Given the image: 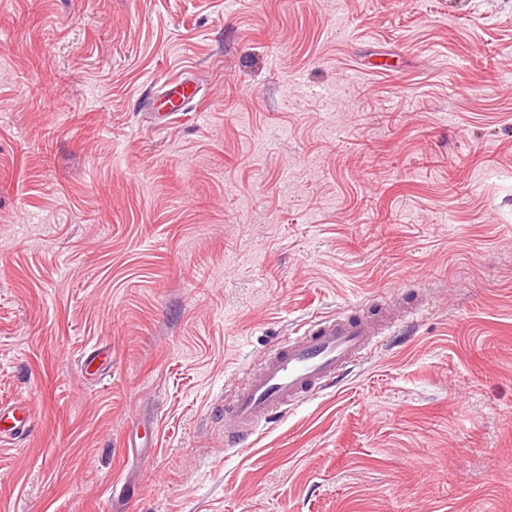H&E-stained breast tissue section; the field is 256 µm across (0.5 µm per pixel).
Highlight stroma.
Wrapping results in <instances>:
<instances>
[{"label":"stroma","instance_id":"35a3bbf8","mask_svg":"<svg viewBox=\"0 0 512 512\" xmlns=\"http://www.w3.org/2000/svg\"><path fill=\"white\" fill-rule=\"evenodd\" d=\"M387 303L399 335L227 445L273 344ZM17 399L0 512H512V0H0ZM198 94L197 88L190 81L173 82V87L169 90L165 100L160 103L161 108L167 112H154L155 118L171 116L174 112H180L184 104Z\"/></svg>","mask_w":512,"mask_h":512}]
</instances>
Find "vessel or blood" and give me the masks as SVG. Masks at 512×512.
Wrapping results in <instances>:
<instances>
[{"label":"vessel or blood","mask_w":512,"mask_h":512,"mask_svg":"<svg viewBox=\"0 0 512 512\" xmlns=\"http://www.w3.org/2000/svg\"><path fill=\"white\" fill-rule=\"evenodd\" d=\"M196 94L191 82H174L162 107L170 114L181 111ZM392 327L380 312L324 316L303 332L280 341L249 371L244 386L224 407L235 437L253 435L274 413L337 379ZM31 421L25 406L1 404L0 443L23 435Z\"/></svg>","instance_id":"obj_1"}]
</instances>
